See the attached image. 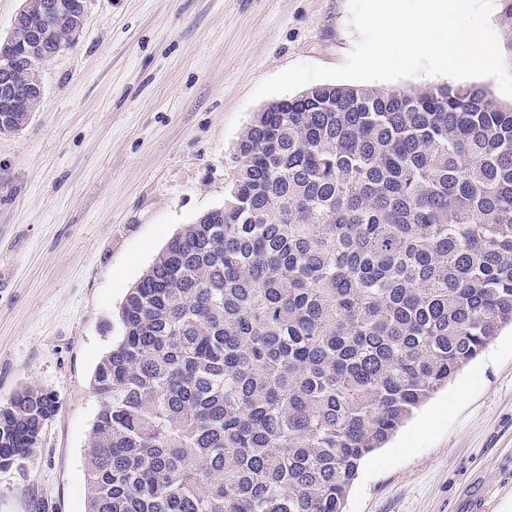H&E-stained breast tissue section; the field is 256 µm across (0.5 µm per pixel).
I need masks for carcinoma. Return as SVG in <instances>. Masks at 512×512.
Returning <instances> with one entry per match:
<instances>
[{
	"mask_svg": "<svg viewBox=\"0 0 512 512\" xmlns=\"http://www.w3.org/2000/svg\"><path fill=\"white\" fill-rule=\"evenodd\" d=\"M38 15L73 45L81 0ZM11 113L36 112L41 74ZM98 363L86 512H343L361 462L512 325V105L319 85L256 112ZM55 395L0 401V469Z\"/></svg>",
	"mask_w": 512,
	"mask_h": 512,
	"instance_id": "1",
	"label": "carcinoma"
}]
</instances>
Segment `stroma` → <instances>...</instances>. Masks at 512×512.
Instances as JSON below:
<instances>
[{"label":"stroma","mask_w":512,"mask_h":512,"mask_svg":"<svg viewBox=\"0 0 512 512\" xmlns=\"http://www.w3.org/2000/svg\"><path fill=\"white\" fill-rule=\"evenodd\" d=\"M358 41L349 0H87L40 110L0 134V400H58L0 469V512H86L91 377L127 291L223 205L256 85ZM344 512H512L511 327L362 462Z\"/></svg>","instance_id":"obj_1"}]
</instances>
